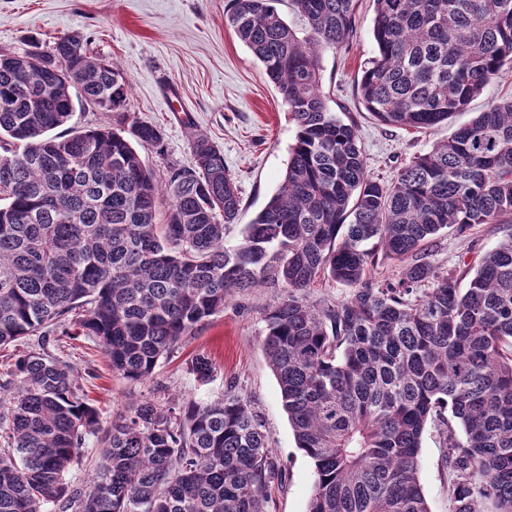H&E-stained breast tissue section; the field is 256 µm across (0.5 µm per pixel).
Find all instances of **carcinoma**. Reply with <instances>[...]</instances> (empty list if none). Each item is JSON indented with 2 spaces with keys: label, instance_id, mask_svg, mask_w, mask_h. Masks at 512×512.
Returning a JSON list of instances; mask_svg holds the SVG:
<instances>
[{
  "label": "carcinoma",
  "instance_id": "1",
  "mask_svg": "<svg viewBox=\"0 0 512 512\" xmlns=\"http://www.w3.org/2000/svg\"><path fill=\"white\" fill-rule=\"evenodd\" d=\"M276 2L230 0L225 14L295 127L281 187L243 225L236 181L202 134L158 184L136 146L163 154L162 128L128 123L130 81L80 38L0 52V349L36 340L0 376V512H265L285 471L231 386L177 408L141 401L100 437L92 484L73 481L100 415L58 353L83 336L113 374L144 381L261 287L283 289L263 348L314 466L307 512H430L418 472L428 429L452 512H512V232L476 268L425 253L448 229L512 221V99L373 178L318 66L319 49L350 38L358 0H291L304 37ZM372 2L360 96L384 125L444 124L512 66V0ZM73 88L112 126L53 134ZM380 255L406 262L398 278L372 281ZM323 280L351 291L311 298Z\"/></svg>",
  "mask_w": 512,
  "mask_h": 512
}]
</instances>
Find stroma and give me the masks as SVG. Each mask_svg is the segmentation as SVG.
<instances>
[{"label": "stroma", "instance_id": "obj_1", "mask_svg": "<svg viewBox=\"0 0 512 512\" xmlns=\"http://www.w3.org/2000/svg\"><path fill=\"white\" fill-rule=\"evenodd\" d=\"M229 7V0H0V49L24 51L32 37L45 44L61 36H80L91 52L110 60L129 79L125 112L163 129V154L141 149L145 163L160 176L167 162L187 161L189 132L184 121L192 119L197 131L223 152L224 165L240 190L239 221L246 224L277 192L295 128L262 64L225 24ZM373 17L371 0H360L352 37L323 48L318 64L330 110L355 122L369 175L387 179L488 103L512 98V68L494 76L466 111L438 128L383 125L364 110L358 95L362 72L375 54ZM503 236L500 224H482L462 234L447 231L432 241L429 258L445 268L462 262L475 266ZM280 296L279 289L261 288L233 298L142 382L114 377L104 356L84 338L68 341L63 356L79 371L92 372L86 389L105 427L139 400L164 405L207 400L234 386L260 416L273 454L287 473L285 483L272 489L268 512H307L314 468L296 446L262 348L265 311ZM198 355L213 367L204 384L187 369ZM440 456L435 432H425L420 482L430 512H451Z\"/></svg>", "mask_w": 512, "mask_h": 512}]
</instances>
